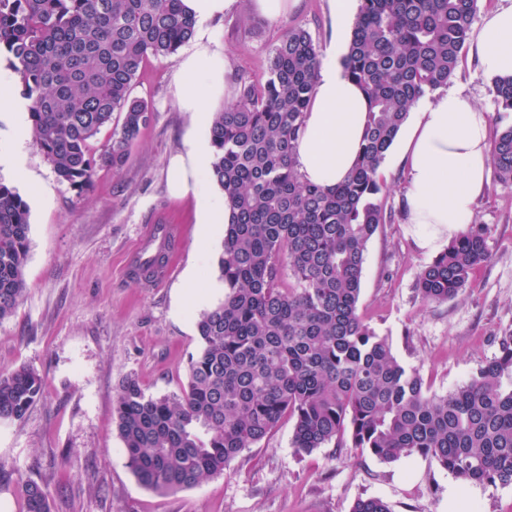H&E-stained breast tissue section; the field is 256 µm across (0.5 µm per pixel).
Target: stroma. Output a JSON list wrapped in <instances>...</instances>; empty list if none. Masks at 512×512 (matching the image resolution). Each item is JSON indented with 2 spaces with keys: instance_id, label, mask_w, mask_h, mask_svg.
<instances>
[{
  "instance_id": "stroma-1",
  "label": "stroma",
  "mask_w": 512,
  "mask_h": 512,
  "mask_svg": "<svg viewBox=\"0 0 512 512\" xmlns=\"http://www.w3.org/2000/svg\"><path fill=\"white\" fill-rule=\"evenodd\" d=\"M292 25L327 47V0H300L276 24L245 5L208 23L206 43L227 52L231 64L229 85H215L208 97L212 110L222 108L225 87L262 77L273 45ZM192 49L187 43L176 57L145 63L134 94L152 105L153 118L121 170H98L90 186L71 187L32 140L20 170L0 166V180L29 205L30 240L25 295L0 321V371L25 365L43 379L25 418L0 423V512H25L29 481L47 491L52 512H351L357 499L371 497L392 512H512V485H464L419 456L384 463L331 444L296 453L289 418L230 469L194 487L158 493L131 473L116 429L121 382L134 376L148 393H181L198 348L197 316L224 297L217 286L223 230L199 251L194 197L177 199L167 189L168 160L195 125L176 99L178 66ZM452 83L488 109L493 127L512 124V112L497 109L491 79L470 61ZM388 174L383 201L395 220L368 244L359 311L443 395L496 357L500 336L512 332V182L490 180L471 217L489 227V262L457 298L426 304L416 283L434 254L404 222L402 168ZM161 220L182 225L185 242L172 276L149 288L126 274L125 256L144 227Z\"/></svg>"
}]
</instances>
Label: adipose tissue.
I'll use <instances>...</instances> for the list:
<instances>
[{"mask_svg": "<svg viewBox=\"0 0 512 512\" xmlns=\"http://www.w3.org/2000/svg\"><path fill=\"white\" fill-rule=\"evenodd\" d=\"M344 39L332 40L320 59L310 110L295 154L302 180L332 187L351 172L364 135L367 102L346 76ZM468 55L484 76H512V4L488 10L475 27ZM227 55L205 44L181 63L178 103L194 113L199 133L169 160V189L173 196H194L196 221L225 224L229 210L224 195L207 187L214 149L207 130L210 108L205 90L228 76ZM412 118L390 148L395 166L404 167L405 222L425 246L463 231L476 199L491 172L490 114L474 97L453 88L437 89L432 102H418Z\"/></svg>", "mask_w": 512, "mask_h": 512, "instance_id": "adipose-tissue-1", "label": "adipose tissue"}]
</instances>
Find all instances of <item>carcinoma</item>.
<instances>
[{"instance_id": "obj_1", "label": "carcinoma", "mask_w": 512, "mask_h": 512, "mask_svg": "<svg viewBox=\"0 0 512 512\" xmlns=\"http://www.w3.org/2000/svg\"><path fill=\"white\" fill-rule=\"evenodd\" d=\"M477 3L359 0L344 65L368 120L353 172L332 188L294 166L320 64L308 29L288 27L263 79L241 83L214 113L211 177L231 210L218 259L224 299L199 315L182 394H149L130 376L115 399L127 466L144 487L174 491L223 472L285 416L298 453L333 442L388 463L417 455L464 484L512 485V333L465 384L437 395L358 312L368 243L392 220L378 172L410 108L459 66ZM194 30L183 0H0V52L59 181L82 188L127 163L152 116L133 96L136 76ZM493 94L512 112L511 76L494 80ZM491 157L495 177L512 181V125L495 131ZM486 240L481 224L452 240L418 276L422 301L458 297L489 260ZM28 256V205L0 180V320L24 296ZM42 390L29 367L0 372V422L22 420ZM25 512H51L32 481ZM351 512L392 510L367 498Z\"/></svg>"}]
</instances>
